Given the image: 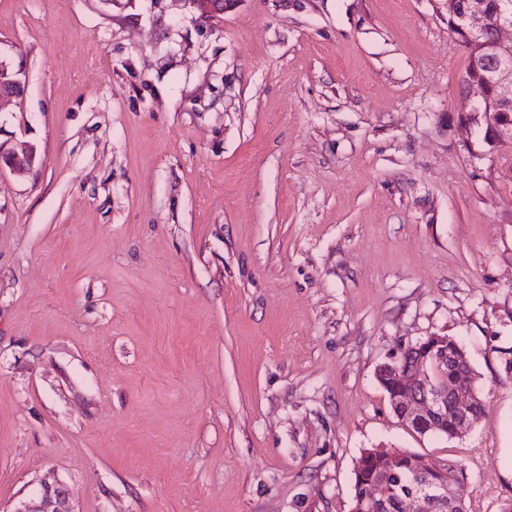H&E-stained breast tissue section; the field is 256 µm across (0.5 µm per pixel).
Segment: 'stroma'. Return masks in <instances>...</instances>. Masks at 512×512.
<instances>
[{"instance_id": "obj_1", "label": "stroma", "mask_w": 512, "mask_h": 512, "mask_svg": "<svg viewBox=\"0 0 512 512\" xmlns=\"http://www.w3.org/2000/svg\"><path fill=\"white\" fill-rule=\"evenodd\" d=\"M0 61V512H351L368 448L512 502V144L447 0H0ZM432 335L461 437L377 378ZM204 21L223 18L224 13L232 8L238 0H183ZM23 90L21 81L8 67L0 63V111L16 103ZM448 345L450 353L456 357L457 368L472 370L462 347L463 353L457 350L456 345L459 344L455 340L448 336H429L411 345L418 354L406 364L401 362L406 351L402 350L401 355L381 366L378 380L384 389L390 391L393 411L402 423L427 431L438 430L445 425L448 427L445 435L454 438V423L455 431L464 433L477 422L473 417V403L478 419L484 411V402L478 394L473 400L472 373L455 371L448 376V367H444L448 363ZM441 367L444 368L437 378L439 383L448 384L446 387L438 385L435 380ZM415 430L424 434L423 430ZM13 512H77L67 484L44 483L37 498L22 501Z\"/></svg>"}]
</instances>
